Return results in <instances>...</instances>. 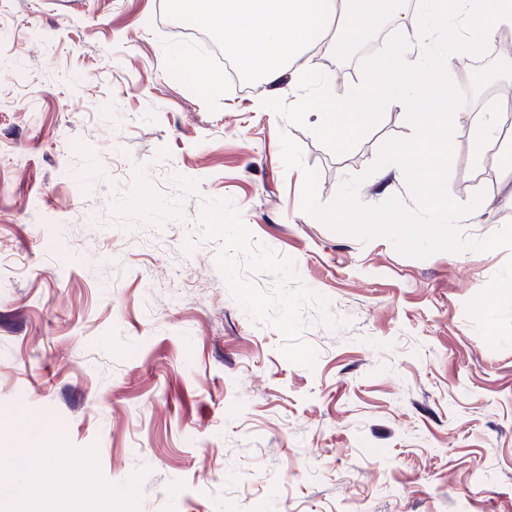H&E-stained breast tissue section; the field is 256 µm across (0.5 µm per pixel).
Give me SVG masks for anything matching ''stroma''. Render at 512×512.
Segmentation results:
<instances>
[{"label":"stroma","mask_w":512,"mask_h":512,"mask_svg":"<svg viewBox=\"0 0 512 512\" xmlns=\"http://www.w3.org/2000/svg\"><path fill=\"white\" fill-rule=\"evenodd\" d=\"M166 0H0V449L91 462L93 512H512V248L400 255L301 208L415 203L368 174L403 110L338 148L294 74L220 95ZM454 116L449 196L512 222ZM302 167H285L281 135ZM183 77L211 94L221 93V88L213 82L210 70L204 62L194 63L192 67L185 69Z\"/></svg>","instance_id":"stroma-1"}]
</instances>
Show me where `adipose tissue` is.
I'll return each instance as SVG.
<instances>
[{"label": "adipose tissue", "instance_id": "ef3b65f1", "mask_svg": "<svg viewBox=\"0 0 512 512\" xmlns=\"http://www.w3.org/2000/svg\"><path fill=\"white\" fill-rule=\"evenodd\" d=\"M167 4L187 24L223 35L238 64L267 82L278 81L285 65L298 63L297 76L311 98L308 109L295 113V121H315L325 138L342 147L360 131L364 114L376 106L405 109L422 97L421 76L430 66L423 45L432 30L455 33L453 49L468 53L500 27L512 26V0H420L417 12L402 16L392 0H167ZM386 13L397 15L402 35L387 45L379 74L348 99L328 97L320 72L305 65L310 52L323 47L333 59L344 57ZM56 454L46 443L19 457L15 464L19 497L39 502V512H66L72 504L103 499L84 465L74 468L69 484L56 498L42 499L41 484Z\"/></svg>", "mask_w": 512, "mask_h": 512}]
</instances>
